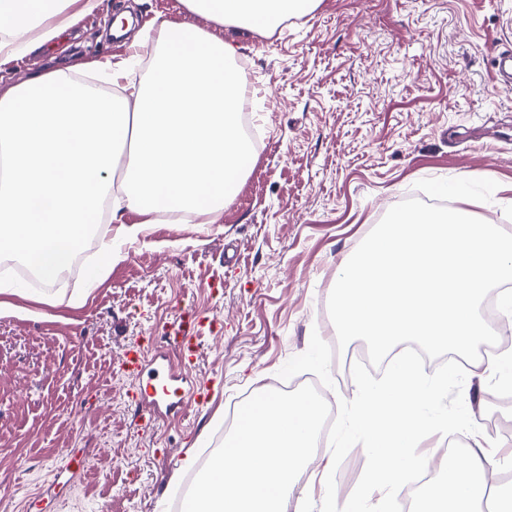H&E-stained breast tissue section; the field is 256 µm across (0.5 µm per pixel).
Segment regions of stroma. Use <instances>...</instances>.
I'll use <instances>...</instances> for the list:
<instances>
[{
  "label": "stroma",
  "instance_id": "35a3bbf8",
  "mask_svg": "<svg viewBox=\"0 0 512 512\" xmlns=\"http://www.w3.org/2000/svg\"><path fill=\"white\" fill-rule=\"evenodd\" d=\"M121 12L150 44L156 21L169 20L234 45L241 84L262 88L248 101L262 143L216 223L146 225L94 283L81 271L55 288L0 276V512H31L69 448L86 449L88 474L58 512H176L194 475L186 455L203 459L232 408L259 390L312 384L333 409L351 396L324 313L391 207L444 198L512 232V93L497 90L494 63L512 51V0H319L265 34L218 26L183 0H104L0 68V88L56 68L87 79L85 62L130 60L129 41L109 33ZM185 310L206 324L196 358H168L202 400L141 434L120 364L133 345L158 363L164 324ZM463 399L481 432L460 442L511 456L512 400L496 402L474 377Z\"/></svg>",
  "mask_w": 512,
  "mask_h": 512
}]
</instances>
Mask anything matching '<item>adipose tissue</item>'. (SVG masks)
<instances>
[{"label":"adipose tissue","mask_w":512,"mask_h":512,"mask_svg":"<svg viewBox=\"0 0 512 512\" xmlns=\"http://www.w3.org/2000/svg\"><path fill=\"white\" fill-rule=\"evenodd\" d=\"M0 0V66L20 51L55 40L102 0ZM220 25L247 24L269 32L318 0H185ZM232 44L166 21L149 81L130 98H116L73 81L62 69L0 90V242L40 276H59L89 224L108 208L113 233L87 271L97 280L109 268L115 243L137 238L125 211L145 216L191 211L213 218L237 190L249 146L236 131L229 105L242 85L229 67ZM130 144L129 153L120 145ZM490 452L475 445L457 466L455 484L436 483L416 512H475L490 489Z\"/></svg>","instance_id":"obj_1"}]
</instances>
